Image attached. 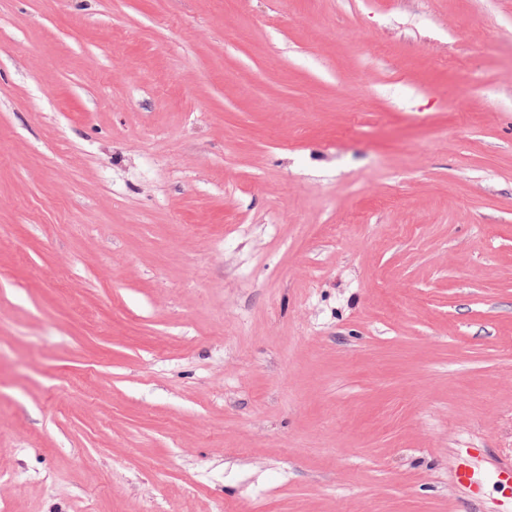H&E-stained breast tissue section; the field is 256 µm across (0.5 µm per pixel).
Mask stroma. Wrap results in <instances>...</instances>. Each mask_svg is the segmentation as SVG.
Instances as JSON below:
<instances>
[{
    "mask_svg": "<svg viewBox=\"0 0 512 512\" xmlns=\"http://www.w3.org/2000/svg\"><path fill=\"white\" fill-rule=\"evenodd\" d=\"M505 464L512 0H0V512H512Z\"/></svg>",
    "mask_w": 512,
    "mask_h": 512,
    "instance_id": "obj_1",
    "label": "stroma"
}]
</instances>
